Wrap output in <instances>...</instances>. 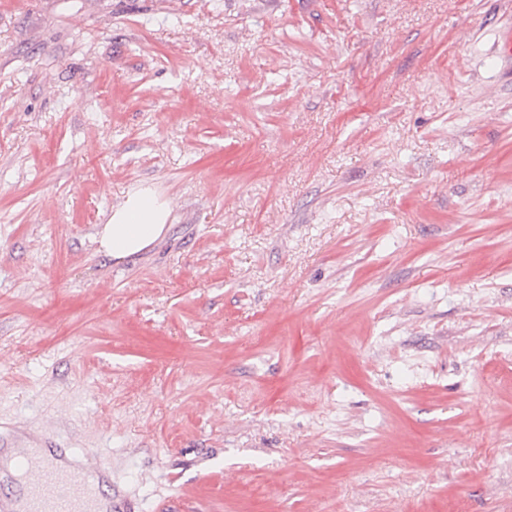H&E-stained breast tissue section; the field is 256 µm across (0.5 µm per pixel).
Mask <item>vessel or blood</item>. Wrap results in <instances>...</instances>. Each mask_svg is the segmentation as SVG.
<instances>
[{
  "label": "vessel or blood",
  "mask_w": 512,
  "mask_h": 512,
  "mask_svg": "<svg viewBox=\"0 0 512 512\" xmlns=\"http://www.w3.org/2000/svg\"><path fill=\"white\" fill-rule=\"evenodd\" d=\"M31 478L14 493L0 496V512H132L131 502L118 493L97 496L93 483L108 486L112 469L108 463H89L80 456L64 457L52 452L38 458H21L13 468L0 463V484L15 482L19 471Z\"/></svg>",
  "instance_id": "obj_1"
}]
</instances>
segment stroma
<instances>
[{
  "label": "stroma",
  "instance_id": "35a3bbf8",
  "mask_svg": "<svg viewBox=\"0 0 512 512\" xmlns=\"http://www.w3.org/2000/svg\"><path fill=\"white\" fill-rule=\"evenodd\" d=\"M512 0H0V442L138 512H512ZM172 214L94 237L140 183ZM169 202L154 187L139 185L129 191L96 234L99 252L117 261L148 249L167 229Z\"/></svg>",
  "mask_w": 512,
  "mask_h": 512
}]
</instances>
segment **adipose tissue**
I'll return each instance as SVG.
<instances>
[{
    "instance_id": "ef3b65f1",
    "label": "adipose tissue",
    "mask_w": 512,
    "mask_h": 512,
    "mask_svg": "<svg viewBox=\"0 0 512 512\" xmlns=\"http://www.w3.org/2000/svg\"><path fill=\"white\" fill-rule=\"evenodd\" d=\"M169 202L154 187L140 185L114 207L96 234L102 254L124 260L148 249L167 229Z\"/></svg>"
}]
</instances>
